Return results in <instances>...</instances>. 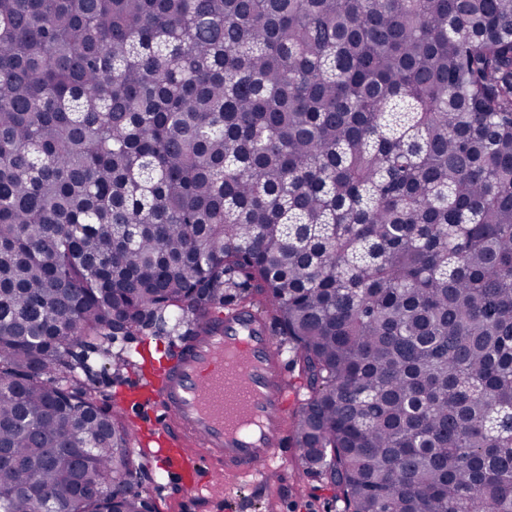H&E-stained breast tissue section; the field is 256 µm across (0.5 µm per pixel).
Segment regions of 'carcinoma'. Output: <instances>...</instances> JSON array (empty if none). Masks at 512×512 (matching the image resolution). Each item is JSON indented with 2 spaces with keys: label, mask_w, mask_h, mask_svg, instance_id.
Masks as SVG:
<instances>
[{
  "label": "carcinoma",
  "mask_w": 512,
  "mask_h": 512,
  "mask_svg": "<svg viewBox=\"0 0 512 512\" xmlns=\"http://www.w3.org/2000/svg\"><path fill=\"white\" fill-rule=\"evenodd\" d=\"M257 296L342 512H512V0H0V512H141L91 356Z\"/></svg>",
  "instance_id": "carcinoma-1"
}]
</instances>
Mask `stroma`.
<instances>
[{"mask_svg": "<svg viewBox=\"0 0 512 512\" xmlns=\"http://www.w3.org/2000/svg\"><path fill=\"white\" fill-rule=\"evenodd\" d=\"M175 337L170 330L123 342L130 362L124 365L112 358L100 368L96 381L99 406L111 407L115 392L130 384L132 366L145 358L156 360ZM144 472L142 494L152 502L155 512H338L339 508L335 488L306 473L297 447L283 461L275 479L257 489L217 477L210 492L189 496L167 481L153 459H146Z\"/></svg>", "mask_w": 512, "mask_h": 512, "instance_id": "obj_1", "label": "stroma"}]
</instances>
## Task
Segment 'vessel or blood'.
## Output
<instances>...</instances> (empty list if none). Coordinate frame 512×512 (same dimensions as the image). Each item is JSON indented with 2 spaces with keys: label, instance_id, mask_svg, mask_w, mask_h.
<instances>
[{
  "label": "vessel or blood",
  "instance_id": "obj_1",
  "mask_svg": "<svg viewBox=\"0 0 512 512\" xmlns=\"http://www.w3.org/2000/svg\"><path fill=\"white\" fill-rule=\"evenodd\" d=\"M172 350L149 381L164 469L190 495L218 471L261 484L288 455L290 418L301 403L270 323L251 307L214 312Z\"/></svg>",
  "mask_w": 512,
  "mask_h": 512
}]
</instances>
